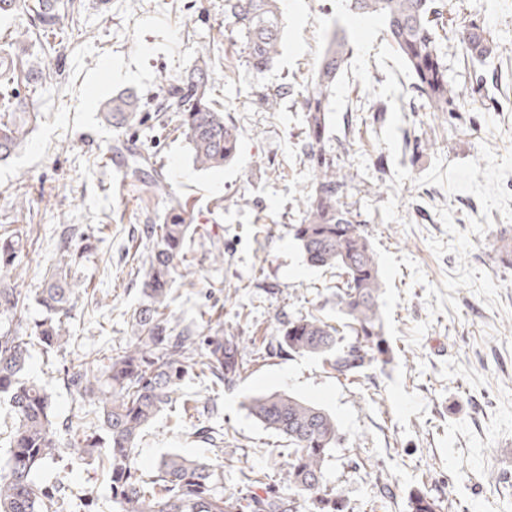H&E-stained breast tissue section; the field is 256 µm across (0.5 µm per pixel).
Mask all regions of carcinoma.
<instances>
[{"label": "carcinoma", "mask_w": 512, "mask_h": 512, "mask_svg": "<svg viewBox=\"0 0 512 512\" xmlns=\"http://www.w3.org/2000/svg\"><path fill=\"white\" fill-rule=\"evenodd\" d=\"M357 14L387 13L388 43L409 67L412 92L427 112L456 116L462 111L460 93L448 79L439 28L444 26L440 0H351ZM75 9L74 0H0V16L29 14L33 30L18 33L12 45L48 47L32 33L59 27L60 11ZM224 13L233 19L239 52L257 73L271 67L280 54L282 13L278 0H225ZM463 55L485 60L493 54L487 31L475 22L461 34ZM352 46L346 36L333 33L316 73L303 95L305 157L314 174V189L304 203L301 222L293 225L294 239L315 267L339 271L337 298L346 327L356 343L344 345L339 330L313 313L288 321L280 345L288 352L324 359L339 375L357 374L366 364L387 353L379 307L382 277L375 250L358 219L344 201V188L353 176L338 164L331 148V97L336 80L347 67ZM211 50L198 52L192 72L166 84L161 94L145 104L120 93L103 107L104 121L123 129L145 109L169 112L178 122L199 170L224 166L236 155L240 129L217 108L209 92ZM11 67H0V162L23 147L36 114L9 83ZM293 94L282 85L263 95V104L276 110ZM147 158L132 155L125 179L148 178ZM190 225L180 203H175L161 224L146 225L151 242L149 270L143 280L145 302L135 316V336L125 345L99 353L96 362L64 371L79 403L80 419L98 422V430L85 434L73 452L85 462L101 461L112 489L117 512H297L295 502L261 490L262 478L245 475L246 490L224 496V473L205 459L180 453L163 456L155 480L139 474L135 450L143 429L166 407L180 403L187 411L197 403L180 393V382L195 372L216 388L233 382L247 371L250 355L239 337L206 336L199 340L179 330L166 313L167 297L176 277L191 274L183 252ZM76 230L63 232L61 243L70 261L89 257L87 248L69 249ZM20 238L9 230L0 234V401L8 402L11 423L5 425L8 446L0 467V512H76L58 485H41L35 476L60 452L58 424L46 388L25 376L28 344L35 337L46 352L70 339L65 320L79 296L78 283L68 271L56 274L42 288L39 302L46 315L30 325L24 318L27 295L18 288L16 259ZM250 414L265 428L288 440L285 480L308 504L309 512H345L342 495L325 485L326 463L342 441L336 418L324 409L285 393L258 395L249 400ZM408 512H442L441 503L417 490L407 501Z\"/></svg>", "instance_id": "1"}]
</instances>
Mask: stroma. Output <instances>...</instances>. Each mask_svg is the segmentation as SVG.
<instances>
[{"instance_id":"35a3bbf8","label":"stroma","mask_w":512,"mask_h":512,"mask_svg":"<svg viewBox=\"0 0 512 512\" xmlns=\"http://www.w3.org/2000/svg\"><path fill=\"white\" fill-rule=\"evenodd\" d=\"M77 2L78 12L63 20L68 40L56 52L22 59L23 66L42 68L46 79L33 100L37 119L26 146L0 164V225H11L26 241L17 261L30 296L28 319L42 318L35 296L63 265V228L78 229L92 245L88 262L72 269L87 291L67 321L69 344L47 358L32 343L27 366L51 396L62 445L76 437L68 422L77 405L60 373L130 339L151 251L143 229L162 223L176 200L198 227L184 243L196 285L172 288L169 313L194 331L253 342L256 357L218 392L202 377L183 380V392L202 403L216 400L218 412L196 419L175 406L162 411L136 448L145 475L178 452L221 465L225 494L239 492L242 472L252 470L277 495L295 499L282 475L286 440L247 409L250 398L280 392L336 417L343 441L325 480L342 491L347 512H369L376 498L384 499L387 512H407L417 489L452 502V512H512V221L492 210L490 226L472 234L466 260L452 251L436 255L430 240L451 239L440 208H449L456 228L469 232L482 206L474 195L419 181L435 160H475L484 144L500 157L512 150V0H445L448 77L463 111L449 122L426 115L410 78L399 77L398 157L379 141L388 113L371 111L374 98L351 70L336 81L334 146L354 176L345 200L361 213L378 257L391 349L388 362L371 363L349 380L323 359L279 345L281 330L297 316L344 323L335 271L309 266L291 231L314 182L302 153L299 93L315 73L316 21L332 18V0H281L282 55L262 73L229 41L224 0ZM473 18L494 44L493 58L483 64L462 55L460 30ZM332 28L342 25L333 20ZM205 45L215 53L212 97L241 131L232 163L196 170L176 123L154 112L125 129L103 121L106 100L126 91L151 99L165 81L187 74ZM477 74L485 84L479 97L470 93ZM284 83L293 85L294 95L279 111H267L262 94ZM131 150L149 157L165 190L126 183ZM398 166L410 177L397 188ZM23 199L30 213H21ZM219 252L224 260L217 263ZM463 262L500 285L498 306L469 288H443ZM203 425L223 433L220 447L199 438ZM36 480L61 484L74 503L93 500L95 512H115L101 463H84L65 450Z\"/></svg>"}]
</instances>
